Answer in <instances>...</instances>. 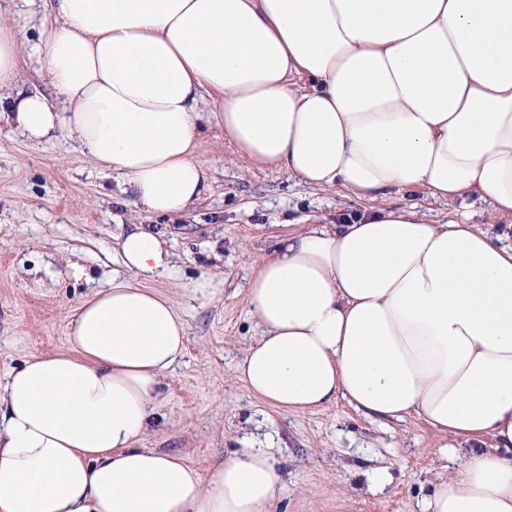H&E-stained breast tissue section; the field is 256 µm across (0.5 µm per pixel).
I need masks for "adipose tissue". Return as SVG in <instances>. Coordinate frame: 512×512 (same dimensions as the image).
I'll use <instances>...</instances> for the list:
<instances>
[{
	"instance_id": "adipose-tissue-1",
	"label": "adipose tissue",
	"mask_w": 512,
	"mask_h": 512,
	"mask_svg": "<svg viewBox=\"0 0 512 512\" xmlns=\"http://www.w3.org/2000/svg\"><path fill=\"white\" fill-rule=\"evenodd\" d=\"M48 2L38 55L57 99L20 89L0 117L34 142L75 138L147 214L207 190V104L241 157L307 186L512 218V0ZM118 247L135 280L109 279L66 351L0 380V512H274L264 449L202 472L142 447L187 325L145 285L171 269L160 233L140 224ZM245 298L250 393L421 419L450 467L420 512H512V245L493 228L413 205L306 224L253 261Z\"/></svg>"
}]
</instances>
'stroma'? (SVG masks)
Listing matches in <instances>:
<instances>
[{
  "mask_svg": "<svg viewBox=\"0 0 512 512\" xmlns=\"http://www.w3.org/2000/svg\"><path fill=\"white\" fill-rule=\"evenodd\" d=\"M0 20L25 32L13 86L55 91L35 48L54 26L41 0ZM200 152L211 165L201 200L180 219L146 214L112 172L62 135L34 143L0 121V378L29 358L67 348V316L100 282L125 275L116 238L138 224L164 235L170 276L148 280L169 295L187 324L183 357L162 384L145 448L177 453L203 470L248 447L269 449L281 475L276 512H418L447 461L440 435L417 418L376 421L346 402L280 412L252 396L235 374L258 338L246 306L250 265L304 223L336 224L371 209L418 203L443 223L455 207L412 195L372 202L318 190L250 165L225 143L210 110L201 115ZM219 283L216 295L193 291ZM389 468L392 485L371 491L365 474Z\"/></svg>",
  "mask_w": 512,
  "mask_h": 512,
  "instance_id": "stroma-1",
  "label": "stroma"
}]
</instances>
